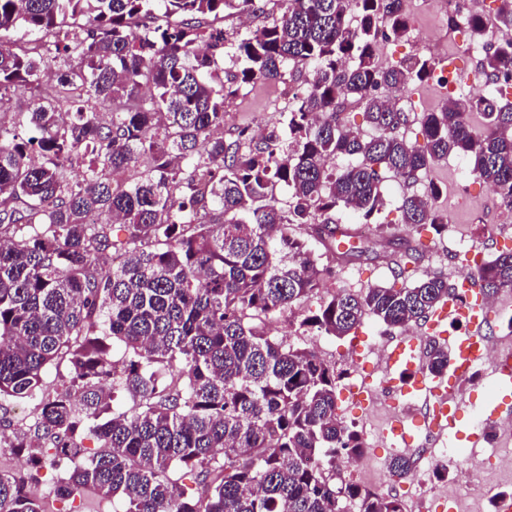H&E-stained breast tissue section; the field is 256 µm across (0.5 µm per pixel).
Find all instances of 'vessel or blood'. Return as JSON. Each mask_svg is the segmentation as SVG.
<instances>
[{
	"label": "vessel or blood",
	"instance_id": "1",
	"mask_svg": "<svg viewBox=\"0 0 512 512\" xmlns=\"http://www.w3.org/2000/svg\"><path fill=\"white\" fill-rule=\"evenodd\" d=\"M462 265L465 274L458 283L461 295H449L447 301L432 313L426 323L424 336L432 339L449 338L454 349V360L453 372L448 380L434 385L427 384L423 338H396L384 357L388 368L403 371L402 376L392 383L395 401H405L418 393H426L428 407L416 425L439 436L455 430L460 420L463 407L453 394L457 379L465 377L473 366L484 362L490 345L485 331L489 322L488 305L476 286L477 255L467 253ZM460 320L465 321L467 334L449 336V323ZM511 418L512 402L504 400L496 403L482 414L480 423L473 425L467 436L468 442L476 445L483 440L486 423Z\"/></svg>",
	"mask_w": 512,
	"mask_h": 512
}]
</instances>
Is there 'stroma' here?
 <instances>
[{
    "label": "stroma",
    "instance_id": "obj_1",
    "mask_svg": "<svg viewBox=\"0 0 512 512\" xmlns=\"http://www.w3.org/2000/svg\"><path fill=\"white\" fill-rule=\"evenodd\" d=\"M448 15L447 0H411L410 35L381 43L379 64L391 67L417 55L443 65L457 62L460 69L467 72L475 70L480 59L469 53L472 34L463 26L449 27ZM311 78V68H298L286 80L259 82L227 99L224 104L225 141L234 140L238 132L246 128L261 134L279 125L293 93L306 89ZM443 96V88L433 82L406 90L404 100L413 106L411 121L401 130L407 141L423 145L422 116L437 111ZM468 167L467 160L452 155L413 183L387 176L383 183L385 208L373 233L394 239L395 247L346 262L325 257L323 263L332 271L328 282L330 289L357 292L374 285L402 287V280L396 279L394 273L400 263V252L405 248L420 251L413 279L440 273L452 282L457 281L463 270V255L469 247H477L487 260L502 249L512 248V211L501 206L497 195L479 178L468 175ZM432 181L446 189L441 202L444 212L450 215V223L447 232L440 235L431 232L420 241L410 225L400 223L397 208L404 195L425 193ZM358 335L364 336L368 347L363 357L355 351V337L307 336L302 343L335 363L337 371L343 374V384L361 382L367 374L376 382L385 379L380 359L389 347L392 329L369 319L359 327ZM496 386L497 378L493 375L459 381L457 394L463 402V415L457 431L439 439L419 434L417 445L429 448L430 454L423 458L411 453L412 473L400 481L379 475L380 470L387 468L390 458L399 453L398 448L384 439L394 412L391 402L379 394L363 409L351 406L349 401H340V413L346 426L360 433L364 452L372 462L371 469L364 472L344 468V476L381 496L397 497L403 502L405 512H448L449 499L466 504L477 495L483 496L485 507L491 510L496 496L512 497V469L500 468L497 458L484 450L479 455V468L469 471L464 461L449 462L448 451L466 447L470 428L494 397ZM440 463L446 464L445 473H438L436 466Z\"/></svg>",
    "mask_w": 512,
    "mask_h": 512
}]
</instances>
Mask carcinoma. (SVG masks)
Returning <instances> with one entry per match:
<instances>
[{
	"label": "carcinoma",
	"mask_w": 512,
	"mask_h": 512,
	"mask_svg": "<svg viewBox=\"0 0 512 512\" xmlns=\"http://www.w3.org/2000/svg\"><path fill=\"white\" fill-rule=\"evenodd\" d=\"M282 2L270 24L229 44L210 19L255 12L256 0H0V33L17 35L0 39V112L8 93L29 92L26 110L0 121V411L35 410L25 430L0 439L30 461L0 472V512H44L28 484L70 460L58 500L93 488L123 500L124 512H404L356 481L336 484L338 461L363 452L338 416L342 375L267 324L321 288L331 274L322 255L348 260L392 244L355 245L333 219L351 210L377 223L387 173L415 180L457 155L512 210V93L443 102L423 115L419 150L399 134L410 113L379 94L438 78L429 58L376 61L380 41L409 33L403 0ZM159 16L181 21L152 23ZM497 19L508 37L481 63L493 83L512 67V0H500ZM226 56L236 68L227 79ZM304 65L312 79L284 129L224 142L226 99ZM350 96L373 134L340 122ZM338 155L360 162L338 172L327 165ZM142 157L141 176L121 181ZM442 192L431 181L404 196L401 223L448 229L434 205ZM293 224L309 226L307 236L289 234ZM109 255L119 262L105 271ZM477 279L487 295L511 290L512 249L482 262ZM448 292L440 273L332 292L293 319L294 336H348L369 315L403 329ZM425 358L430 373L448 370L444 347L430 344ZM51 366L65 367L52 390ZM109 386L137 399L134 409L114 410ZM411 470L405 456L388 465L398 480Z\"/></svg>",
	"instance_id": "carcinoma-1"
}]
</instances>
